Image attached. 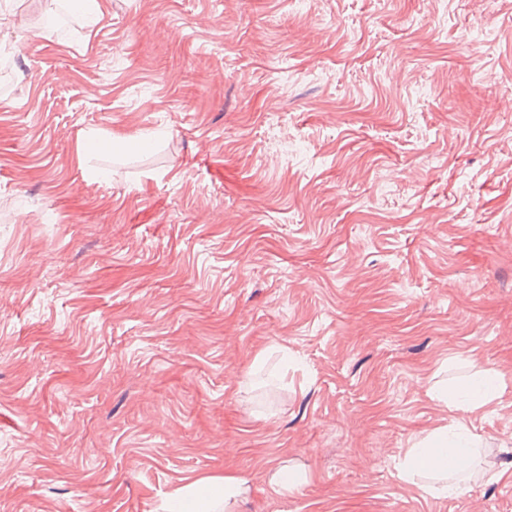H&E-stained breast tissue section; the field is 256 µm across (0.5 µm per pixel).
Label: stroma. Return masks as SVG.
<instances>
[{"label":"stroma","mask_w":512,"mask_h":512,"mask_svg":"<svg viewBox=\"0 0 512 512\" xmlns=\"http://www.w3.org/2000/svg\"><path fill=\"white\" fill-rule=\"evenodd\" d=\"M55 2L0 0V512H512V0ZM497 392L495 380L491 376H481L475 379L463 397V402L469 410H476L488 403ZM465 438L472 442L474 436L463 424H457L450 432L442 431L432 436L418 440L408 452V468L406 475L413 477L423 470V464L434 466L433 470H446L453 464L448 459L456 461L461 467L470 461L469 448L460 446ZM243 481L237 476H224L217 483L218 491L206 496L201 486L185 488L178 499L163 501L159 512H211L224 501V509L230 508L241 495Z\"/></svg>","instance_id":"stroma-1"}]
</instances>
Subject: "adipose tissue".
I'll return each instance as SVG.
<instances>
[{"label":"adipose tissue","instance_id":"obj_1","mask_svg":"<svg viewBox=\"0 0 512 512\" xmlns=\"http://www.w3.org/2000/svg\"><path fill=\"white\" fill-rule=\"evenodd\" d=\"M470 432L465 425H456L453 430L442 431L418 440L408 452L407 476H414L423 466L431 465L435 469H447L449 461L467 466L470 461L468 448L463 447V439ZM243 481L236 476H227L217 484V490L211 495H203L200 487L185 488L178 499L163 501L159 512H214L218 505L236 503L242 491Z\"/></svg>","mask_w":512,"mask_h":512}]
</instances>
